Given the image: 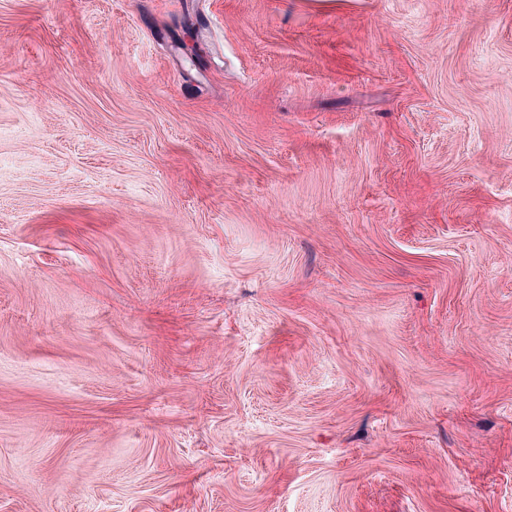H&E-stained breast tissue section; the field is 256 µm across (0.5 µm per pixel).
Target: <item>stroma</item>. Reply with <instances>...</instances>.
Returning <instances> with one entry per match:
<instances>
[{"label":"stroma","instance_id":"35a3bbf8","mask_svg":"<svg viewBox=\"0 0 512 512\" xmlns=\"http://www.w3.org/2000/svg\"><path fill=\"white\" fill-rule=\"evenodd\" d=\"M0 512H512V0H0Z\"/></svg>","mask_w":512,"mask_h":512}]
</instances>
